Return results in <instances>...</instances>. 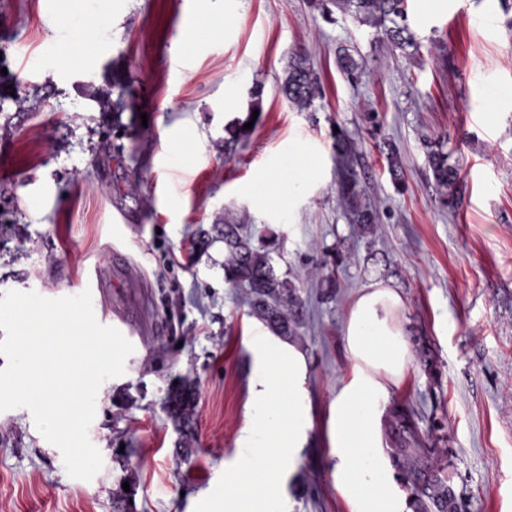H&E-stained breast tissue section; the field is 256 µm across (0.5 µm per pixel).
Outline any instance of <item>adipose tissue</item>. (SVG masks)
Wrapping results in <instances>:
<instances>
[{
	"mask_svg": "<svg viewBox=\"0 0 512 512\" xmlns=\"http://www.w3.org/2000/svg\"><path fill=\"white\" fill-rule=\"evenodd\" d=\"M403 309L397 291L374 284L358 291L346 316L343 338L352 370L330 403L326 433L336 487L355 512H407L387 478L379 430L387 387L403 380L411 362ZM252 346L257 378L250 384V404L259 410L249 419L246 438L254 449L252 470L226 483L231 512H254L257 495L272 497L308 443L306 356L266 331L253 336Z\"/></svg>",
	"mask_w": 512,
	"mask_h": 512,
	"instance_id": "1",
	"label": "adipose tissue"
}]
</instances>
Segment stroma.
<instances>
[{
	"instance_id": "stroma-1",
	"label": "stroma",
	"mask_w": 512,
	"mask_h": 512,
	"mask_svg": "<svg viewBox=\"0 0 512 512\" xmlns=\"http://www.w3.org/2000/svg\"><path fill=\"white\" fill-rule=\"evenodd\" d=\"M408 25L413 56L307 0H0V294L91 285L97 320L134 346L97 394L93 480L69 477L29 410L0 412V512H227L224 483L251 454V338L263 328L225 282L221 244L197 246L228 217L277 234L276 269L299 277L305 302L308 445L268 512H352L326 420L351 370L349 305L372 284L401 294L411 347L381 414L413 411L462 512H512V18L500 0H408ZM85 32L86 54L61 63ZM341 47L365 66L359 85L337 68ZM302 48L324 95L300 112L280 86ZM255 106L250 135L225 148L226 126ZM370 109L402 155L404 190L362 124ZM338 128L381 216L371 237L339 205ZM439 140L466 186L453 212L426 160ZM299 150L314 169L300 188ZM271 171L278 183L260 182ZM329 250L347 261L327 297L314 272ZM181 378L198 399L179 432L163 402Z\"/></svg>"
}]
</instances>
